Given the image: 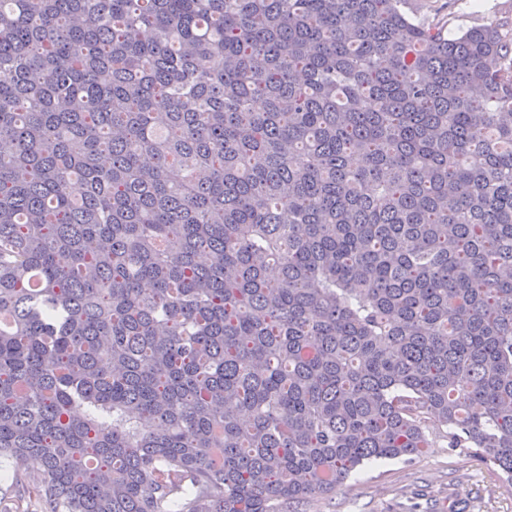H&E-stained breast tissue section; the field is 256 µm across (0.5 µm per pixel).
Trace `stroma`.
<instances>
[{
    "label": "stroma",
    "mask_w": 512,
    "mask_h": 512,
    "mask_svg": "<svg viewBox=\"0 0 512 512\" xmlns=\"http://www.w3.org/2000/svg\"><path fill=\"white\" fill-rule=\"evenodd\" d=\"M407 10L447 17L452 34L479 24L512 25V0H409ZM306 512H512V487L494 467L439 438L416 460L366 466Z\"/></svg>",
    "instance_id": "1"
}]
</instances>
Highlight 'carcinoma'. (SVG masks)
<instances>
[{"instance_id": "1", "label": "carcinoma", "mask_w": 512, "mask_h": 512, "mask_svg": "<svg viewBox=\"0 0 512 512\" xmlns=\"http://www.w3.org/2000/svg\"><path fill=\"white\" fill-rule=\"evenodd\" d=\"M407 4L0 0L39 512H298L438 437L512 485V30Z\"/></svg>"}]
</instances>
